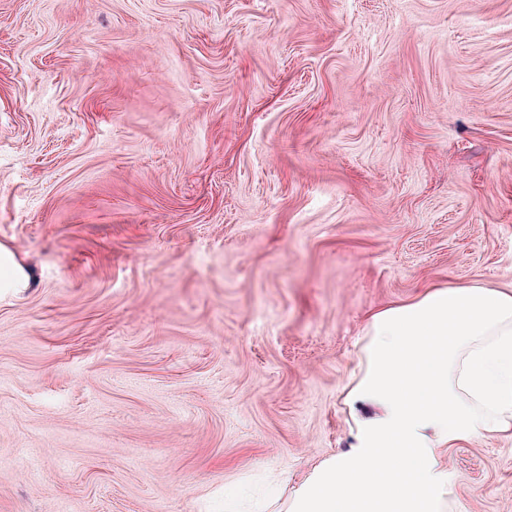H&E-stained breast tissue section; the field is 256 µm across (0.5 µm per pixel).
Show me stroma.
Masks as SVG:
<instances>
[{"instance_id": "stroma-1", "label": "stroma", "mask_w": 512, "mask_h": 512, "mask_svg": "<svg viewBox=\"0 0 512 512\" xmlns=\"http://www.w3.org/2000/svg\"><path fill=\"white\" fill-rule=\"evenodd\" d=\"M1 242L0 512H276L371 310L512 282V0H0ZM31 276L14 252L0 244V292L29 288Z\"/></svg>"}]
</instances>
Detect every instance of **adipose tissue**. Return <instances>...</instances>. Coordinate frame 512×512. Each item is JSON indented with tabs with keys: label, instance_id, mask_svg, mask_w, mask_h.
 <instances>
[{
	"label": "adipose tissue",
	"instance_id": "adipose-tissue-1",
	"mask_svg": "<svg viewBox=\"0 0 512 512\" xmlns=\"http://www.w3.org/2000/svg\"><path fill=\"white\" fill-rule=\"evenodd\" d=\"M343 398L352 449L283 512H441L449 448L512 431V284L431 285L369 313Z\"/></svg>",
	"mask_w": 512,
	"mask_h": 512
}]
</instances>
